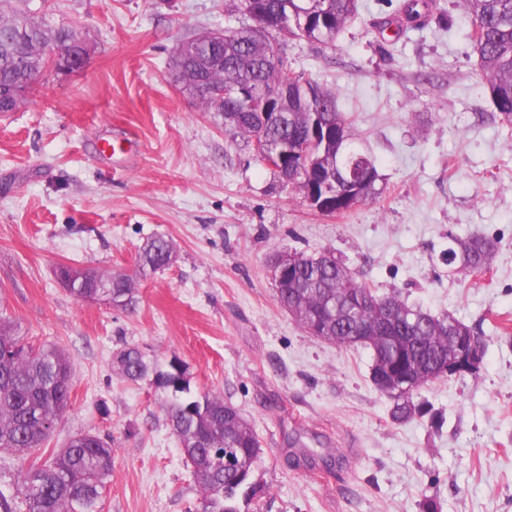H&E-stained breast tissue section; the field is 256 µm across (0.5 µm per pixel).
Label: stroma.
I'll return each instance as SVG.
<instances>
[{"label": "stroma", "instance_id": "35a3bbf8", "mask_svg": "<svg viewBox=\"0 0 512 512\" xmlns=\"http://www.w3.org/2000/svg\"><path fill=\"white\" fill-rule=\"evenodd\" d=\"M405 0H360L331 47L290 41L292 68L335 89L375 160L378 197L340 216L255 160L253 146L182 95L181 40L239 27L241 0H32L94 45L87 66L44 73L0 121V315L73 366L71 405L46 451L111 438L103 512H200L192 469L150 382L120 377L129 345L177 355L191 386L223 395L258 433L265 489L248 512H512V125L475 66L458 0L449 21L390 22ZM105 155L94 133L123 139ZM494 241L489 274H449L448 236ZM177 259L141 275L144 241ZM334 251L353 277L484 339L479 376L417 398L442 415L404 424L370 381V349L310 337L276 299L270 260ZM69 264L133 277L121 310L76 299Z\"/></svg>", "mask_w": 512, "mask_h": 512}]
</instances>
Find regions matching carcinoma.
<instances>
[{"instance_id":"carcinoma-1","label":"carcinoma","mask_w":512,"mask_h":512,"mask_svg":"<svg viewBox=\"0 0 512 512\" xmlns=\"http://www.w3.org/2000/svg\"><path fill=\"white\" fill-rule=\"evenodd\" d=\"M261 14L282 22L273 32L256 22L224 32L208 42L189 38L174 51L172 67L182 70L183 92L204 112H213L205 87L224 85L278 89L292 80L280 119L260 128L258 115L224 103V122L251 141L260 134L266 151L300 146L317 125L320 139L310 155L308 175L328 187L336 213L350 186L363 201L376 198L378 171L352 123L337 104L336 94L288 64V41L333 46L359 12V0H252ZM476 67L499 118L512 124V0H462ZM445 14L441 0H407L406 24L424 13ZM80 38L70 27H52L30 8L28 0H0V97L17 89L29 91L45 70L44 45H62ZM448 266L457 273L481 272L491 264L494 245L479 235L449 236ZM174 261V247L164 236L146 241L138 252L141 270L155 272ZM61 284L82 301L105 302L127 310L135 303L129 276L116 272L65 266ZM277 301L316 338L339 347L364 346L372 351L371 382L393 400L397 423L426 414L414 394L398 392L397 368L423 388L449 377L456 329L471 326L451 314L434 316L395 295H378L357 282L335 256L298 253L294 268L276 283ZM182 360L173 355L163 365L137 346L125 347L117 360L119 375L130 382L153 380L165 393L162 403L181 452L193 468L202 493L201 512H242L241 507L263 493L256 473L264 449L251 423L213 391L191 388ZM72 369L57 348L33 347L13 333L9 319H0V448L18 453L39 449L71 403ZM112 442L96 434H79L46 461L20 473L15 494L0 491V512H13L20 500L24 512H103V491L112 476ZM230 464H224V455Z\"/></svg>"}]
</instances>
